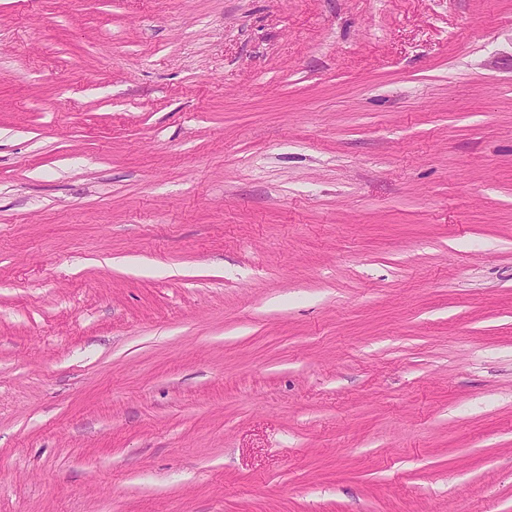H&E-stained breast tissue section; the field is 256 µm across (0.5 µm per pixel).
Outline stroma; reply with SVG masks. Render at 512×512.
Instances as JSON below:
<instances>
[{"instance_id":"1","label":"stroma","mask_w":512,"mask_h":512,"mask_svg":"<svg viewBox=\"0 0 512 512\" xmlns=\"http://www.w3.org/2000/svg\"><path fill=\"white\" fill-rule=\"evenodd\" d=\"M0 512H512V0H0Z\"/></svg>"}]
</instances>
